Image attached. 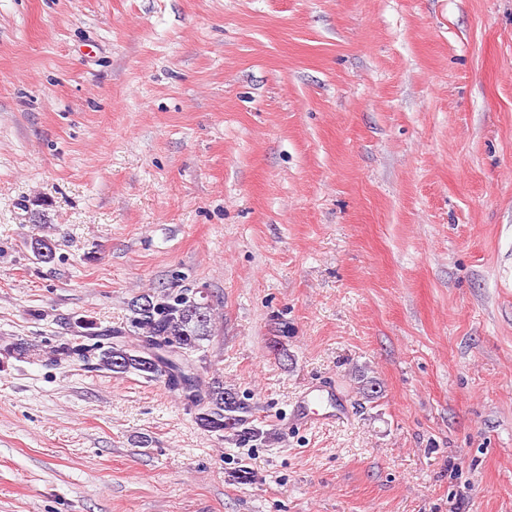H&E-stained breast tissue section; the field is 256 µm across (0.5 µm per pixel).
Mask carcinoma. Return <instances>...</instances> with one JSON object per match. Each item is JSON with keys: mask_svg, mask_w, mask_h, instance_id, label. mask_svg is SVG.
I'll return each mask as SVG.
<instances>
[{"mask_svg": "<svg viewBox=\"0 0 512 512\" xmlns=\"http://www.w3.org/2000/svg\"><path fill=\"white\" fill-rule=\"evenodd\" d=\"M45 225L33 224L28 245L42 263L55 259V247L44 234ZM130 325L99 331L97 324L81 318L68 322L78 328L76 336L52 350L57 365H73L97 359V368L117 376L135 374L147 380H165L167 388L196 410L195 421L205 432L229 437L240 445L268 438L254 424V408L244 397L230 404L225 395L236 389L220 378H206L198 363L205 360L204 342L212 336L211 307L189 289L155 295L143 293L129 302ZM96 337L106 341L89 343ZM155 354L157 364L145 366L141 354Z\"/></svg>", "mask_w": 512, "mask_h": 512, "instance_id": "carcinoma-1", "label": "carcinoma"}]
</instances>
